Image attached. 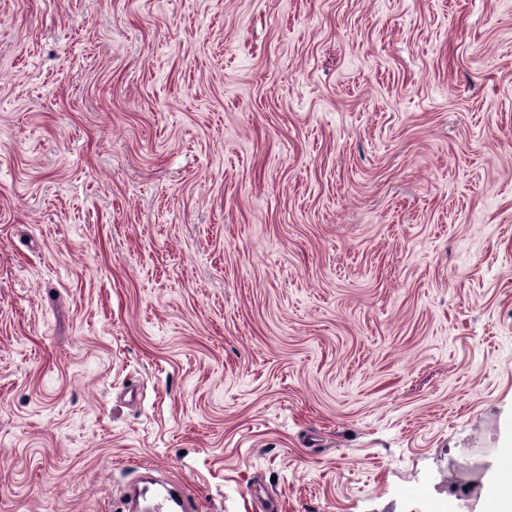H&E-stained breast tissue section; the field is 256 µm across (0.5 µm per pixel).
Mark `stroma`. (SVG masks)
I'll return each mask as SVG.
<instances>
[{"label":"stroma","instance_id":"obj_1","mask_svg":"<svg viewBox=\"0 0 512 512\" xmlns=\"http://www.w3.org/2000/svg\"><path fill=\"white\" fill-rule=\"evenodd\" d=\"M512 449V0H0V512H450ZM492 440V429L487 427L476 445L463 448L461 461L454 468L456 478L450 481L451 495L464 505L480 494V475L491 453ZM160 487L152 495L151 512H196L197 504L194 498L181 489L167 483L158 484Z\"/></svg>","mask_w":512,"mask_h":512}]
</instances>
